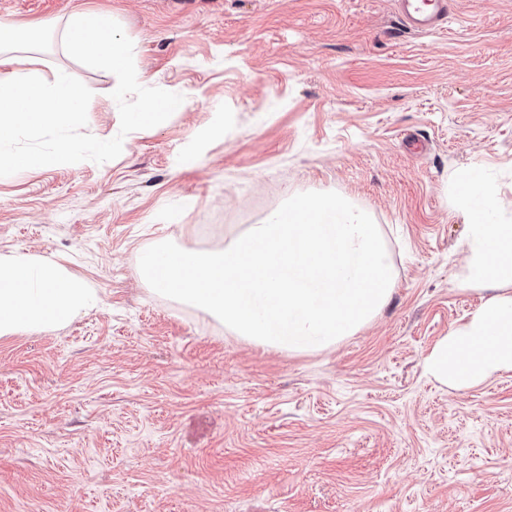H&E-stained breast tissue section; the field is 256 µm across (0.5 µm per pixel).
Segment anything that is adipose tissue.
Returning a JSON list of instances; mask_svg holds the SVG:
<instances>
[{
  "label": "adipose tissue",
  "mask_w": 512,
  "mask_h": 512,
  "mask_svg": "<svg viewBox=\"0 0 512 512\" xmlns=\"http://www.w3.org/2000/svg\"><path fill=\"white\" fill-rule=\"evenodd\" d=\"M35 35V29L0 19V143L23 127L82 116L95 101L92 87L64 77L46 86L20 68L17 53ZM63 37L83 56L119 70L130 66L131 49L107 15H71ZM458 194L468 225L464 281L491 284L495 291L433 346L425 367L440 383L464 390L512 372V224L500 220V202L478 171L461 176ZM99 303L96 288L51 258L0 256V338L63 327Z\"/></svg>",
  "instance_id": "1"
}]
</instances>
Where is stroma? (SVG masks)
Listing matches in <instances>:
<instances>
[{
    "label": "stroma",
    "mask_w": 512,
    "mask_h": 512,
    "mask_svg": "<svg viewBox=\"0 0 512 512\" xmlns=\"http://www.w3.org/2000/svg\"><path fill=\"white\" fill-rule=\"evenodd\" d=\"M449 4L425 33L397 0H0L23 26L108 14L132 54L45 40L39 80L93 110L7 144L35 163L0 173V254L102 301L0 339V512H512V373L457 391L424 367L487 295L462 288L460 175L512 219V0ZM63 138L89 149L56 163ZM308 191L367 211L396 271L336 346L268 349L142 282L148 247L223 248Z\"/></svg>",
    "instance_id": "35a3bbf8"
}]
</instances>
